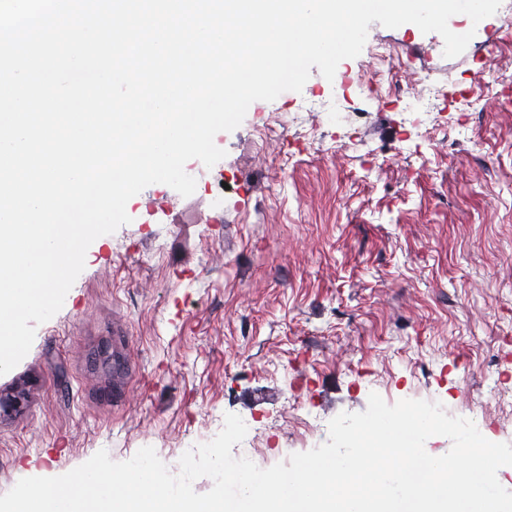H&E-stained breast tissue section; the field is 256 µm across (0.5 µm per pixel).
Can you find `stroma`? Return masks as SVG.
<instances>
[{
    "label": "stroma",
    "mask_w": 512,
    "mask_h": 512,
    "mask_svg": "<svg viewBox=\"0 0 512 512\" xmlns=\"http://www.w3.org/2000/svg\"><path fill=\"white\" fill-rule=\"evenodd\" d=\"M512 0L458 57L439 34L374 22L334 79L253 102L182 197L153 184L97 238L60 311L0 375V495L107 451L170 470L224 416L262 468L386 403H441L512 444ZM502 75L481 86L485 63ZM377 75L375 88L360 74ZM430 109H412L410 96ZM278 137L257 132L278 113ZM227 191H219V183ZM127 334L115 338L113 324ZM129 371L112 379V345Z\"/></svg>",
    "instance_id": "stroma-1"
}]
</instances>
